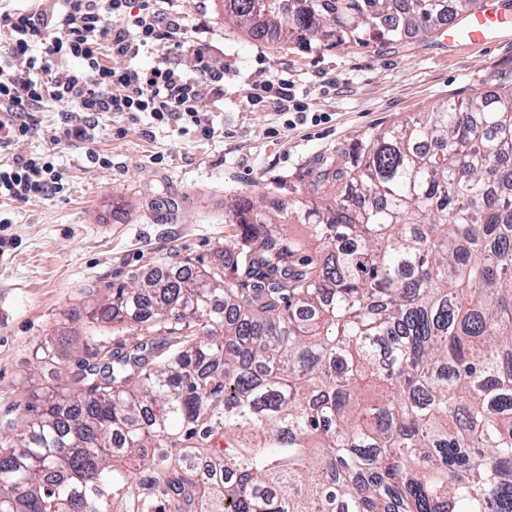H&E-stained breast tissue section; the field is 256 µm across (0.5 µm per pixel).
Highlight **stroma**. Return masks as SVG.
I'll return each instance as SVG.
<instances>
[{
  "label": "stroma",
  "instance_id": "35a3bbf8",
  "mask_svg": "<svg viewBox=\"0 0 512 512\" xmlns=\"http://www.w3.org/2000/svg\"><path fill=\"white\" fill-rule=\"evenodd\" d=\"M173 5L189 37L224 69L223 88L200 105L211 137L155 128L145 114H104L89 149L56 145L47 137L61 119L55 105L34 113L35 135L10 148L52 155L65 189L0 204L11 239L0 250V430L29 396L53 390L88 337L126 341L129 327L88 317L112 284L186 258L199 269L215 262L233 233L225 202L247 195L271 208L306 197L303 178L319 159L350 158L369 136L445 101L512 88V38L452 54L434 32L304 51L253 40L225 21L221 0ZM264 78L288 79L308 119L250 107L252 84ZM46 345L60 359H42Z\"/></svg>",
  "mask_w": 512,
  "mask_h": 512
}]
</instances>
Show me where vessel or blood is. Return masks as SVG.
Returning a JSON list of instances; mask_svg holds the SVG:
<instances>
[{
  "mask_svg": "<svg viewBox=\"0 0 512 512\" xmlns=\"http://www.w3.org/2000/svg\"><path fill=\"white\" fill-rule=\"evenodd\" d=\"M512 36V10L502 9L499 0H482L481 5L448 26L442 40L449 50L462 47H487Z\"/></svg>",
  "mask_w": 512,
  "mask_h": 512,
  "instance_id": "1",
  "label": "vessel or blood"
}]
</instances>
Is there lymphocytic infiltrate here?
Here are the masks:
<instances>
[{
    "mask_svg": "<svg viewBox=\"0 0 512 512\" xmlns=\"http://www.w3.org/2000/svg\"><path fill=\"white\" fill-rule=\"evenodd\" d=\"M163 0H43L37 14L0 9V28L12 36L0 53V151L32 133L30 117L49 104L64 106L52 141L86 144L100 134L99 116L148 114L155 126H193L201 136L213 128L199 105L224 80L209 52L186 38L179 16ZM145 50L156 59L135 66ZM189 53L183 69L175 55ZM250 106L271 103L304 112L287 80L260 81ZM51 155L30 153L0 160V200L22 203L64 188Z\"/></svg>",
    "mask_w": 512,
    "mask_h": 512,
    "instance_id": "lymphocytic-infiltrate-1",
    "label": "lymphocytic infiltrate"
}]
</instances>
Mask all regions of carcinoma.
Returning <instances> with one entry per match:
<instances>
[{"instance_id": "1", "label": "carcinoma", "mask_w": 512, "mask_h": 512, "mask_svg": "<svg viewBox=\"0 0 512 512\" xmlns=\"http://www.w3.org/2000/svg\"><path fill=\"white\" fill-rule=\"evenodd\" d=\"M476 0H225L251 38L392 43ZM225 212L230 259L112 284L96 340L0 432V512H512V89ZM294 218L316 244L287 237Z\"/></svg>"}]
</instances>
